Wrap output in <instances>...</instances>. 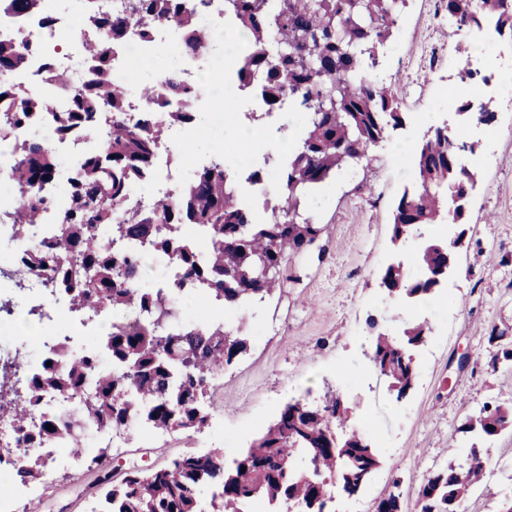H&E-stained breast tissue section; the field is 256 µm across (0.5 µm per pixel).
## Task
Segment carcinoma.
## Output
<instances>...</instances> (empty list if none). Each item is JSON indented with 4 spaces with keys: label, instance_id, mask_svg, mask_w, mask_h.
Returning a JSON list of instances; mask_svg holds the SVG:
<instances>
[{
    "label": "carcinoma",
    "instance_id": "carcinoma-1",
    "mask_svg": "<svg viewBox=\"0 0 512 512\" xmlns=\"http://www.w3.org/2000/svg\"><path fill=\"white\" fill-rule=\"evenodd\" d=\"M403 4L405 0H224L225 11L250 39L238 80L245 85L260 80L268 110L288 100L302 106L306 116L305 130L288 152V161L269 154L264 167L247 174L250 183L260 185L271 168L286 188L261 224L239 203L237 181L226 176L222 162L203 167L175 196L156 200L147 212L129 208L151 172L154 146L168 125L192 123L188 106L195 92L171 80L167 93L182 108L164 111L150 123L129 126L121 118L124 89L112 81V55L129 27H139L148 38L162 22L181 28L186 51L207 46L210 33L199 22L207 0H196L192 9L184 0H129L124 12L112 16L88 11V25L103 31L101 38L86 44L90 81L74 87L69 74L44 64L47 83L69 93V106L55 114L53 131L63 135L80 127L92 132L97 114L104 109L112 112V124L104 147L86 154L68 181L70 201L59 213L55 241L32 242L24 263L66 288V299L76 309L134 307L138 316L132 322L112 324L110 335L75 357L59 349L49 366L42 358L31 367L22 353L15 352V369L34 370L31 388L1 404L0 415L21 431L42 395L56 393L69 406L61 417L45 420L38 436L44 442L69 443L77 455L81 452L77 439L70 426L60 422L62 418L104 428L136 421L163 433L207 424L209 415L200 400L218 372L247 352L243 325L211 320L190 324L174 318L178 301L186 298L182 289L132 284L134 256L112 252L104 233L151 248L161 263L177 259L184 267V279L199 283L203 299L213 303L238 309L274 294L283 287L286 259L305 251L324 231L322 225L302 217L305 198L337 172L358 163L387 127L404 124L395 96L383 85L366 82L363 75L376 65L377 46L391 35ZM441 7L465 28H479L494 17L499 35L512 36V0H480L474 10L468 0H442ZM12 8L39 13L43 24L55 21L43 0H12ZM22 56L19 44L0 41V99L12 96L11 76ZM47 109L45 99L30 98L0 119L31 127L35 113ZM476 148L474 143L453 142L446 125L430 128L416 157L420 187L404 192L393 209V243L419 226L461 223L477 176L460 163L459 152L473 153ZM61 167V159L46 141L26 139L11 168L18 187L13 212L16 235L41 223L44 212L56 205L45 187ZM176 224L207 229L206 260L199 259L190 239L171 234ZM450 254L448 243L431 241L421 251L419 276L391 264L381 283L395 296L421 300L440 285ZM428 332L427 324L415 323L403 330L399 340L375 330L374 365L399 399L409 393L417 377L409 349L422 343ZM107 358L112 361L110 369L104 365ZM91 373L97 375L94 392L77 396ZM349 413L350 408L336 397L315 408L289 403L229 469L223 452L215 449L185 453L147 470L132 466L115 480L103 464L108 456L103 449L92 460L101 472V490L92 512H204L206 489L219 490L212 497L221 499L224 512H256L261 502L330 512L331 487L355 496L380 464L375 450L357 431L336 435V422ZM509 427L511 404L486 405L479 416L463 424L462 432L489 439ZM43 466L40 460L29 459L19 464L16 475L21 483L34 484ZM485 466L480 449L473 447L468 467L449 464L430 470L419 487L414 512H456L482 481ZM375 512H405L401 494L390 492L377 502Z\"/></svg>",
    "mask_w": 512,
    "mask_h": 512
}]
</instances>
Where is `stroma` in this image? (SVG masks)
Instances as JSON below:
<instances>
[{"label": "stroma", "instance_id": "stroma-1", "mask_svg": "<svg viewBox=\"0 0 512 512\" xmlns=\"http://www.w3.org/2000/svg\"><path fill=\"white\" fill-rule=\"evenodd\" d=\"M434 13V0H406L400 26L380 46L378 79L390 85L405 124L388 129L366 160L306 200L304 215L323 224L324 233L307 252L290 258L293 279L281 293L240 308L249 350L205 396L208 425L169 432L161 442L133 431L125 450L129 462L154 467L189 451L219 448L229 465L288 401L319 407L336 396L352 410L350 426L379 452L381 467L360 494L336 497L335 512H374L396 478L410 508L428 470L466 464L474 441L460 430L466 417L488 403H512V367L494 362L512 345V113H497L486 129L498 144L496 163H486L480 151L465 157L480 171L481 187L464 224L422 226L398 250L391 242L394 204L416 181L417 145L429 126L451 123L459 105L456 95L441 88L460 83L456 61L429 63L432 49L448 36ZM200 66L204 81L192 104L195 119L182 128L192 159L177 165L181 183L191 182L214 155L236 158L240 119L262 120L271 139L303 130V114L267 112L258 86L240 87L236 58L223 39L212 38ZM216 70L224 72L223 82L209 81ZM217 98L228 101L236 120L225 121L212 110ZM428 239L458 246L441 305L424 313L381 288L380 274L394 254L411 260ZM370 315L395 336L416 321L430 327L414 350L418 376L405 398L396 397L370 361ZM464 355L469 361L462 367ZM81 439V456L58 472L45 496L33 500L36 512H49L55 502L64 512H89L98 493V472L91 467L97 450L90 433ZM487 463L492 477L470 493L460 512H497L512 496L511 428L490 444Z\"/></svg>", "mask_w": 512, "mask_h": 512}]
</instances>
